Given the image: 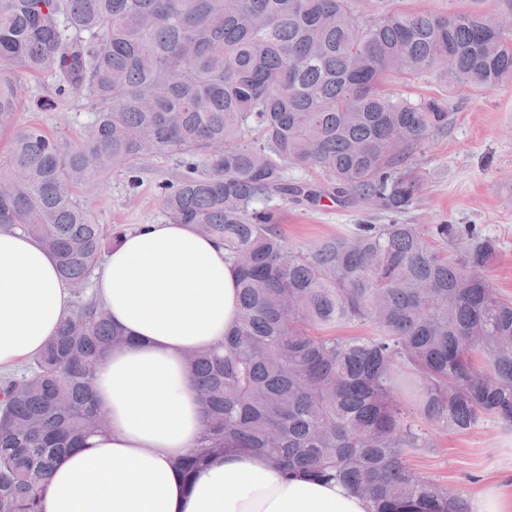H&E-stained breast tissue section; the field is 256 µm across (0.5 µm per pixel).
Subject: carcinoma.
I'll list each match as a JSON object with an SVG mask.
<instances>
[{"mask_svg":"<svg viewBox=\"0 0 512 512\" xmlns=\"http://www.w3.org/2000/svg\"><path fill=\"white\" fill-rule=\"evenodd\" d=\"M0 227L37 238L70 286L73 311L23 372L0 377V512H44L50 470L109 428L96 368L129 342L90 280L124 230L78 189L151 160L166 220L224 243L239 312L224 344L188 363L205 407L185 479L245 451L282 474L336 480L371 512H471L461 493L412 472L422 423L512 426V302L481 269L495 246L435 250L416 224H360L294 251L269 204L305 196L288 166L316 168L336 194L403 212L425 180L409 170L447 107L386 92L435 74L481 92L512 80V17L394 11L352 0H0ZM79 95L95 137L18 123V80ZM371 324L377 336L327 333Z\"/></svg>","mask_w":512,"mask_h":512,"instance_id":"cac0c4a2","label":"carcinoma"}]
</instances>
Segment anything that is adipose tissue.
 <instances>
[{
	"label": "adipose tissue",
	"instance_id": "obj_1",
	"mask_svg": "<svg viewBox=\"0 0 512 512\" xmlns=\"http://www.w3.org/2000/svg\"><path fill=\"white\" fill-rule=\"evenodd\" d=\"M93 289L132 342L93 379L109 431L56 460L44 512H368L336 482L284 477L247 452L216 456L189 481L179 472L204 423L186 354L223 342L238 316L223 245L186 224L135 225ZM69 311L54 257L27 234L0 230V371L39 353Z\"/></svg>",
	"mask_w": 512,
	"mask_h": 512
}]
</instances>
